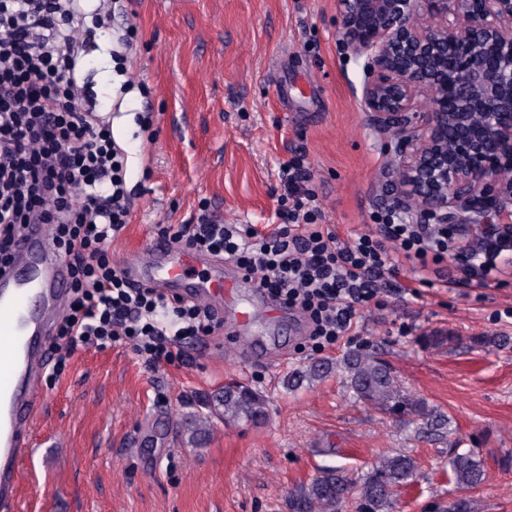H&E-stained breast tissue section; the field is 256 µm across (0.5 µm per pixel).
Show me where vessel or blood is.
Wrapping results in <instances>:
<instances>
[{
  "mask_svg": "<svg viewBox=\"0 0 512 512\" xmlns=\"http://www.w3.org/2000/svg\"><path fill=\"white\" fill-rule=\"evenodd\" d=\"M52 237V225H28L16 240L12 264L0 272V512H11L18 497L19 464L32 444L54 328L68 299V268ZM197 259L192 251L157 242L122 271L135 284L141 270L155 271L151 287L168 296L219 307L235 302L242 275L226 273L205 286L185 282L186 268Z\"/></svg>",
  "mask_w": 512,
  "mask_h": 512,
  "instance_id": "obj_1",
  "label": "vessel or blood"
}]
</instances>
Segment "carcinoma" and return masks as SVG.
Wrapping results in <instances>:
<instances>
[{
  "mask_svg": "<svg viewBox=\"0 0 512 512\" xmlns=\"http://www.w3.org/2000/svg\"><path fill=\"white\" fill-rule=\"evenodd\" d=\"M356 398L378 410L407 417L418 430L442 432L448 429V416L430 407L424 400L406 394L398 385L390 364L359 351L348 353L340 363ZM209 414L198 415L187 430V442L202 445L211 426V418L226 423L256 421L265 410V400L257 392L242 386L226 385L208 403ZM416 461L404 454L382 457L370 471L352 476L339 467H324L305 486L295 503L296 512H336V507L351 501L354 512H390L397 492L409 486L416 474ZM451 480L462 492L448 512H468L470 502L464 492L479 486L485 478L480 451L470 448L450 458Z\"/></svg>",
  "mask_w": 512,
  "mask_h": 512,
  "instance_id": "1",
  "label": "carcinoma"
}]
</instances>
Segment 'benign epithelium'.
<instances>
[{
  "mask_svg": "<svg viewBox=\"0 0 512 512\" xmlns=\"http://www.w3.org/2000/svg\"><path fill=\"white\" fill-rule=\"evenodd\" d=\"M360 105L395 146L383 197L429 224L512 210V0H336ZM430 101L415 110L417 96Z\"/></svg>",
  "mask_w": 512,
  "mask_h": 512,
  "instance_id": "obj_1",
  "label": "benign epithelium"
}]
</instances>
